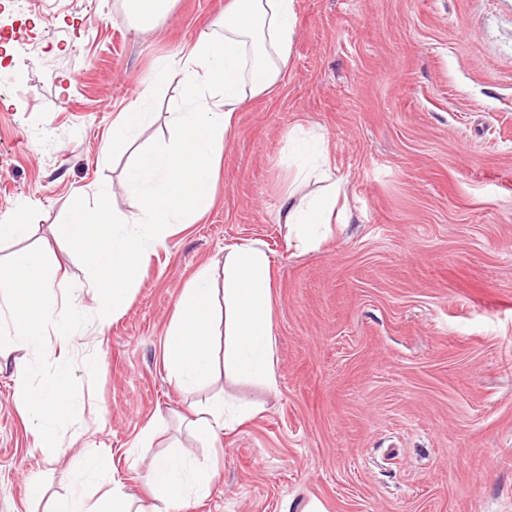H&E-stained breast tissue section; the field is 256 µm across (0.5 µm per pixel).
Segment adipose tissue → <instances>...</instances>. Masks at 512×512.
<instances>
[{"instance_id":"ef3b65f1","label":"adipose tissue","mask_w":512,"mask_h":512,"mask_svg":"<svg viewBox=\"0 0 512 512\" xmlns=\"http://www.w3.org/2000/svg\"><path fill=\"white\" fill-rule=\"evenodd\" d=\"M295 27L294 0H225L222 16L185 54L155 61L149 85L164 83L174 73L181 77L182 103L172 117L176 143L142 152L127 171L126 185L139 199L134 217L118 216L102 193L91 206L73 209L64 225L112 313H119L129 299L146 242H159L167 225L194 223L212 205L217 161L234 135V117L247 101L272 93L279 84ZM298 176L316 179L321 188L313 195L288 197L281 220L289 242L316 251L330 225L349 223L347 211L338 206L343 185L320 144L303 159ZM272 288L269 251L258 240L225 245L223 297H216L207 270L195 274L176 305L164 343V367L179 389L207 383L220 363L227 376L276 390ZM219 321L224 324V351L218 359L211 336ZM250 416L219 397L190 426L208 442L218 430L233 429ZM217 476L211 463L186 453L166 454L155 458L147 475L154 505H135L116 482L107 497L90 503L75 494L59 499L52 512H169L207 497Z\"/></svg>"}]
</instances>
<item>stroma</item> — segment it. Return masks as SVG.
<instances>
[{"label":"stroma","mask_w":512,"mask_h":512,"mask_svg":"<svg viewBox=\"0 0 512 512\" xmlns=\"http://www.w3.org/2000/svg\"><path fill=\"white\" fill-rule=\"evenodd\" d=\"M225 0H178L136 29L119 0H0L10 37L0 87V223L29 232L0 260L42 248L57 310L91 320L68 356L79 409L56 449L15 396L13 347L0 361V512H50L75 487L74 460L101 457L136 501L169 447L214 463L210 494L183 512H512V0H295L280 83L248 101L218 163L210 211L171 224L141 256L126 308L96 314L92 272L63 232L66 213L123 184L137 150L174 141L180 78L148 86L156 59L180 57ZM152 118L112 146L121 112ZM323 138L350 224L319 250L289 248L279 213L296 178V141ZM258 239L275 273L278 388L216 370L185 392L163 364L183 289L201 268L224 282V247ZM227 394L257 415L215 444L191 408ZM161 422L153 438L143 429ZM139 451L130 465L128 449Z\"/></svg>","instance_id":"1"}]
</instances>
